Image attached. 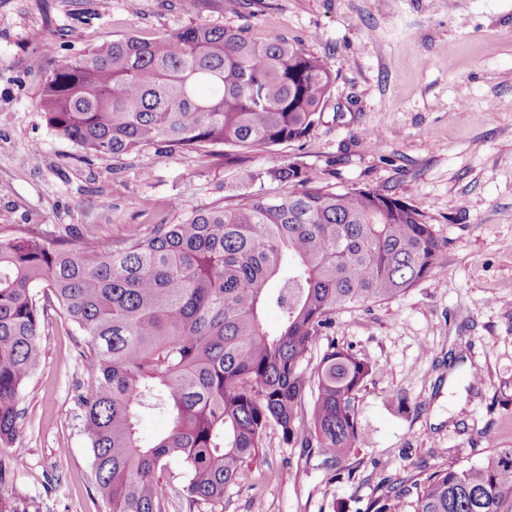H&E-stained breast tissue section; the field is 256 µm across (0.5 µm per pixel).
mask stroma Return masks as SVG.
I'll return each instance as SVG.
<instances>
[{
    "label": "stroma",
    "mask_w": 512,
    "mask_h": 512,
    "mask_svg": "<svg viewBox=\"0 0 512 512\" xmlns=\"http://www.w3.org/2000/svg\"><path fill=\"white\" fill-rule=\"evenodd\" d=\"M200 22L302 42L336 75L314 132L251 150L252 166L275 158L339 189H384L443 245L431 276L336 313L327 331L375 363L343 468L300 456L269 428L222 512H369L395 480L511 448L512 0H0V237L86 224L121 238L248 193L223 148L95 156L37 106L59 64ZM41 350L18 434L0 447L1 459L23 460L4 494L16 512H107L77 404L91 369L74 325L51 315Z\"/></svg>",
    "instance_id": "stroma-1"
}]
</instances>
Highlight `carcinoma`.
Here are the masks:
<instances>
[{"instance_id": "obj_1", "label": "carcinoma", "mask_w": 512, "mask_h": 512, "mask_svg": "<svg viewBox=\"0 0 512 512\" xmlns=\"http://www.w3.org/2000/svg\"><path fill=\"white\" fill-rule=\"evenodd\" d=\"M334 80L300 42L204 22L114 41L46 75L47 125L86 151L224 146L241 181L286 191L113 240L69 226L52 238L26 226L0 238V445L17 434L53 311L76 325L90 357L78 403L110 512H166L161 476L173 460L186 470L182 496L223 503L271 426L289 447L343 468L374 362L334 338L311 367L312 351L337 311L390 300L433 274L442 245L419 211L382 189L338 190L290 162L249 164L248 149L309 136ZM270 307L274 330L264 324ZM144 412L169 420L150 443L138 432ZM17 468L0 461V512H15L3 490ZM413 487L412 501L389 487L375 512H512V448Z\"/></svg>"}]
</instances>
